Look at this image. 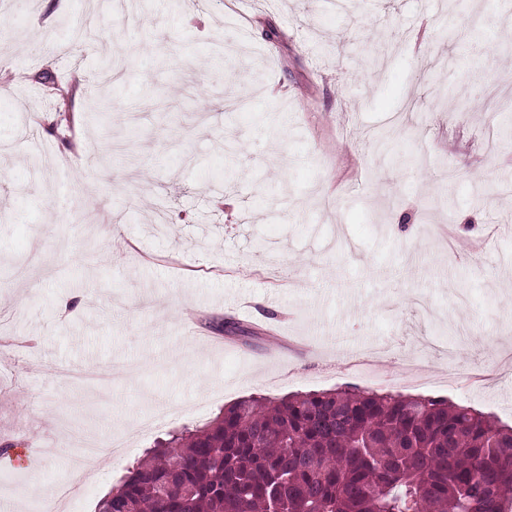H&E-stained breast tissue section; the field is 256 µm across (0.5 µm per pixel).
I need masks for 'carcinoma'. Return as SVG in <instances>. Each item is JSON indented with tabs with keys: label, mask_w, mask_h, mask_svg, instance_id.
<instances>
[{
	"label": "carcinoma",
	"mask_w": 512,
	"mask_h": 512,
	"mask_svg": "<svg viewBox=\"0 0 512 512\" xmlns=\"http://www.w3.org/2000/svg\"><path fill=\"white\" fill-rule=\"evenodd\" d=\"M512 512V427L357 387L250 396L158 443L97 512Z\"/></svg>",
	"instance_id": "carcinoma-1"
}]
</instances>
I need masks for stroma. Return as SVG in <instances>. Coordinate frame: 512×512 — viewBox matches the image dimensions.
Masks as SVG:
<instances>
[{"label":"stroma","mask_w":512,"mask_h":512,"mask_svg":"<svg viewBox=\"0 0 512 512\" xmlns=\"http://www.w3.org/2000/svg\"><path fill=\"white\" fill-rule=\"evenodd\" d=\"M108 3L0 0V321L24 347L0 512L81 480L95 512L172 431L250 395L404 394L412 357L459 382L421 394L512 425V0ZM449 224L480 249L459 258ZM148 415L111 468L73 469Z\"/></svg>","instance_id":"obj_1"}]
</instances>
